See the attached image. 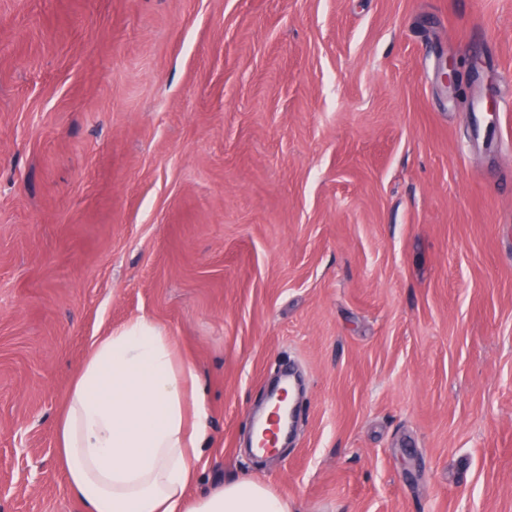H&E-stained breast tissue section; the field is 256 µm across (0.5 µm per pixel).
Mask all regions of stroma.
I'll use <instances>...</instances> for the list:
<instances>
[{
    "mask_svg": "<svg viewBox=\"0 0 512 512\" xmlns=\"http://www.w3.org/2000/svg\"><path fill=\"white\" fill-rule=\"evenodd\" d=\"M503 82L512 0H0V512H78L56 420L140 317L202 377L188 498L512 512ZM283 362L301 431L255 457Z\"/></svg>",
    "mask_w": 512,
    "mask_h": 512,
    "instance_id": "35a3bbf8",
    "label": "stroma"
}]
</instances>
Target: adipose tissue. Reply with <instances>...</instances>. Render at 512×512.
<instances>
[{
  "label": "adipose tissue",
  "instance_id": "1",
  "mask_svg": "<svg viewBox=\"0 0 512 512\" xmlns=\"http://www.w3.org/2000/svg\"><path fill=\"white\" fill-rule=\"evenodd\" d=\"M56 442L81 512H291L287 498L250 478L187 498L209 443L204 390L168 332L145 317L94 342Z\"/></svg>",
  "mask_w": 512,
  "mask_h": 512
}]
</instances>
